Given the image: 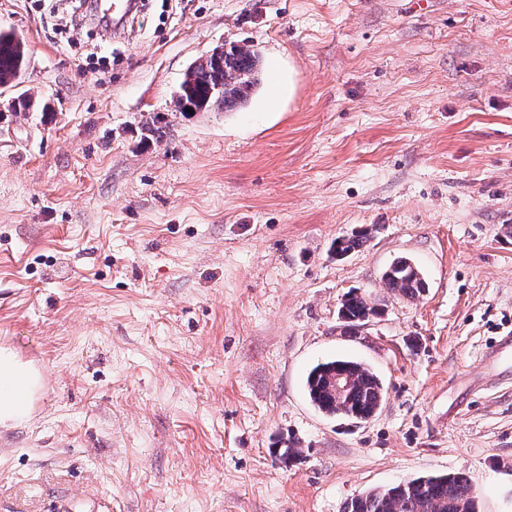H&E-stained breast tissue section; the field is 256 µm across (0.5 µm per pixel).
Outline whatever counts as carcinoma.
Returning <instances> with one entry per match:
<instances>
[{
	"mask_svg": "<svg viewBox=\"0 0 512 512\" xmlns=\"http://www.w3.org/2000/svg\"><path fill=\"white\" fill-rule=\"evenodd\" d=\"M25 64L22 41L10 30H0V87H9L17 82ZM239 75L251 69L248 56L238 54L229 46L226 58L216 65L211 60H200L190 81L186 82L180 96L174 100L177 111L184 113L190 108L195 112L209 111L222 105L225 110L235 108L238 98L251 97L246 88L236 86L230 98L218 101L214 95L216 86L224 85V70ZM368 231L342 236L334 242L336 256L343 257L361 248ZM386 288L406 298L420 296L428 288L419 267L408 257H398L386 267L382 274ZM344 326L354 333L368 315L374 312L365 296L351 292L344 297L339 307ZM338 375L350 379L345 399H336L331 382ZM305 388L313 406L328 416H340L355 421H366L375 416L385 396L380 377L360 362L347 359H331L315 365L307 374ZM344 512H477L474 492L468 478L462 473L427 475L388 487L374 489L346 503Z\"/></svg>",
	"mask_w": 512,
	"mask_h": 512,
	"instance_id": "1",
	"label": "carcinoma"
}]
</instances>
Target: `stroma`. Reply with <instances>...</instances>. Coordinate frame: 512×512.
Segmentation results:
<instances>
[{
  "label": "stroma",
  "instance_id": "35a3bbf8",
  "mask_svg": "<svg viewBox=\"0 0 512 512\" xmlns=\"http://www.w3.org/2000/svg\"><path fill=\"white\" fill-rule=\"evenodd\" d=\"M1 28L27 61L0 88V340L46 382L0 425V512H342L456 472L512 512V365L484 362L512 334V0H139L118 35L88 0H0ZM243 39L293 97L176 113ZM399 256L422 296L385 288ZM352 290L382 314L349 336ZM334 356L382 379L370 420L309 402Z\"/></svg>",
  "mask_w": 512,
  "mask_h": 512
}]
</instances>
